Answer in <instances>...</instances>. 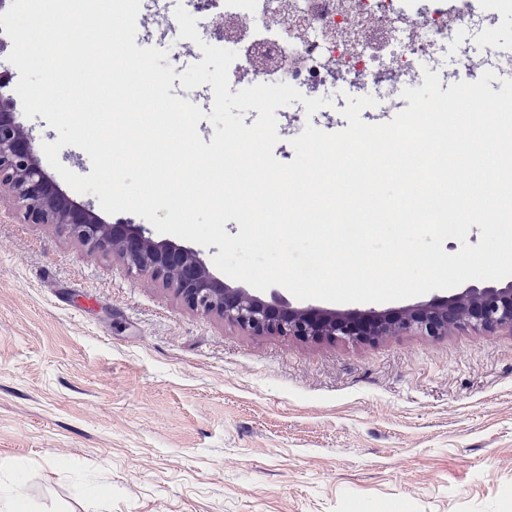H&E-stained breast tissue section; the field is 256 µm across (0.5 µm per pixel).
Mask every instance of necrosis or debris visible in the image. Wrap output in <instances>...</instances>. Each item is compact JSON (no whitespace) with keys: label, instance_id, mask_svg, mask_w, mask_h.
Segmentation results:
<instances>
[{"label":"necrosis or debris","instance_id":"1","mask_svg":"<svg viewBox=\"0 0 512 512\" xmlns=\"http://www.w3.org/2000/svg\"><path fill=\"white\" fill-rule=\"evenodd\" d=\"M502 0H289V18L300 30L283 33L266 0H184L202 14L223 8L225 21H243L264 32L261 51L282 59L283 82L308 96L334 84L357 96L378 95L388 110L402 106L403 92L423 81V61L454 45L455 68L445 83L473 82L485 71L512 78V49L491 56L472 52L463 32L491 37Z\"/></svg>","mask_w":512,"mask_h":512}]
</instances>
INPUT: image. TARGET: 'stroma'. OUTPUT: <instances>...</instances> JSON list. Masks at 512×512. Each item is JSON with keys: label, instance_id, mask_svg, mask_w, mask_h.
Instances as JSON below:
<instances>
[{"label": "stroma", "instance_id": "obj_1", "mask_svg": "<svg viewBox=\"0 0 512 512\" xmlns=\"http://www.w3.org/2000/svg\"><path fill=\"white\" fill-rule=\"evenodd\" d=\"M165 32L171 95L199 41ZM32 512H512V331L256 336L0 201V482ZM107 495H99V488Z\"/></svg>", "mask_w": 512, "mask_h": 512}]
</instances>
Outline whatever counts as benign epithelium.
<instances>
[{
    "instance_id": "obj_1",
    "label": "benign epithelium",
    "mask_w": 512,
    "mask_h": 512,
    "mask_svg": "<svg viewBox=\"0 0 512 512\" xmlns=\"http://www.w3.org/2000/svg\"><path fill=\"white\" fill-rule=\"evenodd\" d=\"M5 89L0 83V195L12 198L26 223L53 224L87 249L118 257L128 271L162 283L199 314L217 316L255 335L315 341L375 342L408 332L438 337L467 328L512 330V280L400 310L358 312L296 308L275 295L266 301L231 287L193 249L156 241L138 224H108L63 192L42 166L34 138L18 120Z\"/></svg>"
}]
</instances>
